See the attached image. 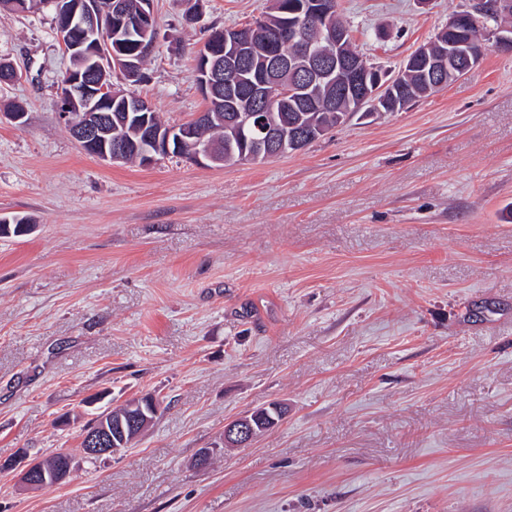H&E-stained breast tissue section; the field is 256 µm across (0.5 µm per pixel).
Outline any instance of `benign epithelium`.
<instances>
[{
	"label": "benign epithelium",
	"instance_id": "obj_1",
	"mask_svg": "<svg viewBox=\"0 0 512 512\" xmlns=\"http://www.w3.org/2000/svg\"><path fill=\"white\" fill-rule=\"evenodd\" d=\"M152 0H143L136 18L127 14L123 0H56V37L64 50L83 60V69L70 68L59 85L62 112L68 119L75 139L82 148L99 160L120 163L129 148L141 151L143 164L149 166L157 154L170 151V141L189 145V158L195 163L224 164V152L197 134V120L166 128H157L148 117L139 119L141 126L135 138L124 144L112 143V105L121 98L112 84L104 82L109 73L129 78L137 72L139 62L127 54L120 44H112V33L137 31L143 41L152 40L156 32L151 8ZM338 11L337 0H307L296 10V17L278 28L276 38L261 39L257 27H231L211 34L201 46L198 57V86L211 99L222 89L233 97L246 96L250 108L224 118L228 140L243 139L255 129L262 134L252 157L257 160L283 155L301 145L307 133L294 130L284 136L276 130L272 116L266 112L270 98L288 107V97L301 94L304 108L314 112L320 108L336 110V99L318 96L322 85H339L346 101L358 104L370 102L372 111H398L390 103L392 86L400 74L383 79L380 71L367 63L364 56L349 51L347 32L333 24ZM316 24L327 51L321 52L306 41L304 27ZM283 41L298 43L301 52L288 60L280 55ZM512 52V28H490L485 32L482 47L476 49L470 41L429 43L418 47L407 59L406 68L417 66L429 70L436 82L448 78L449 65L461 64L475 68L484 48ZM262 70L260 78L242 85L239 77L252 67ZM124 411L113 420L112 427L93 426L84 434V455L88 458H107L129 446L152 422L156 401L139 398L123 404ZM277 424L266 408L240 416L224 425L222 444L226 448H245L262 433ZM75 466L73 457L45 458L29 462L20 473V482L30 488L47 483L59 484L67 479Z\"/></svg>",
	"mask_w": 512,
	"mask_h": 512
}]
</instances>
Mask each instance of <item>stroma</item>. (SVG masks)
<instances>
[{"mask_svg": "<svg viewBox=\"0 0 512 512\" xmlns=\"http://www.w3.org/2000/svg\"><path fill=\"white\" fill-rule=\"evenodd\" d=\"M472 0H340L395 72ZM265 0H154L135 90L171 125L204 111L194 57ZM54 10L0 8L20 73L0 106V461L63 450L62 483L0 471V512H512V55L400 112L352 117L260 163L108 165L60 113ZM158 416L89 463L96 414ZM273 402L246 448L225 422ZM209 450L206 467L195 466Z\"/></svg>", "mask_w": 512, "mask_h": 512, "instance_id": "obj_1", "label": "stroma"}]
</instances>
